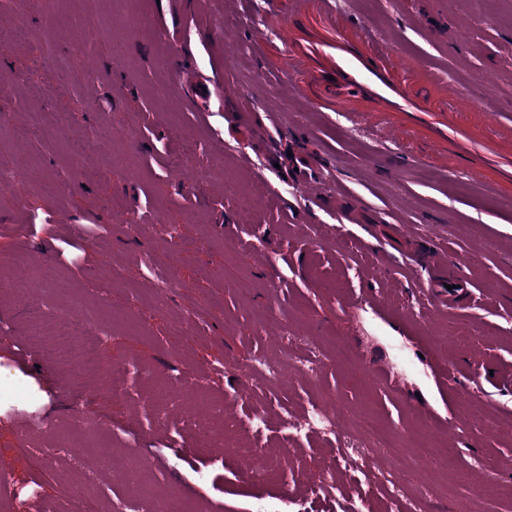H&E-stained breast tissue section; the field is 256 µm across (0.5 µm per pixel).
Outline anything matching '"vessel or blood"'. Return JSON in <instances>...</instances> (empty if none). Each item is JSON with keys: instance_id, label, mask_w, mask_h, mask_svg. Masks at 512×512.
Returning <instances> with one entry per match:
<instances>
[{"instance_id": "1", "label": "vessel or blood", "mask_w": 512, "mask_h": 512, "mask_svg": "<svg viewBox=\"0 0 512 512\" xmlns=\"http://www.w3.org/2000/svg\"><path fill=\"white\" fill-rule=\"evenodd\" d=\"M270 25L279 44L256 36V54L277 62L289 93L312 112L347 113L380 120L391 141L412 140L415 156L447 167L448 114L459 96L455 85L424 69L408 70L392 58L386 40L369 22L339 15L336 0H271ZM482 126L499 144L512 146V126L483 110Z\"/></svg>"}]
</instances>
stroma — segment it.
I'll return each instance as SVG.
<instances>
[{
	"label": "stroma",
	"mask_w": 512,
	"mask_h": 512,
	"mask_svg": "<svg viewBox=\"0 0 512 512\" xmlns=\"http://www.w3.org/2000/svg\"><path fill=\"white\" fill-rule=\"evenodd\" d=\"M133 25L111 0H56L55 13L20 16L0 0V512H84L70 495L139 512H272L317 483L322 440L288 453L281 471L246 477L235 437L203 440L195 422L214 398L243 418L263 405L245 371L254 354L303 357L329 342L313 382L271 393L300 414L340 402L341 445L352 418L373 412L395 432L444 425L460 480L422 512H465L478 485L512 487V197L490 194L420 162H390L370 118L320 116L298 106L281 75L253 53L267 0H130ZM394 52L452 80L463 118L499 112L512 123V0H338ZM30 37H17L20 25ZM69 65L59 80L54 62ZM491 72L498 93L476 75ZM208 117L198 122L196 108ZM64 112V126L29 125ZM102 123L112 143L89 146ZM312 161L326 187L296 180ZM93 224L78 263L65 257L69 225ZM461 264L469 298L457 310L420 296L429 256ZM245 273L253 288L237 293ZM307 311L303 335H279L268 309ZM84 321L106 371L63 364L33 346L30 313ZM440 333L463 334L442 353ZM394 371L393 382L375 377ZM220 367L193 414L159 409L149 380L192 389ZM135 379L112 400V369ZM68 454L40 456L50 439Z\"/></svg>",
	"instance_id": "1"
}]
</instances>
